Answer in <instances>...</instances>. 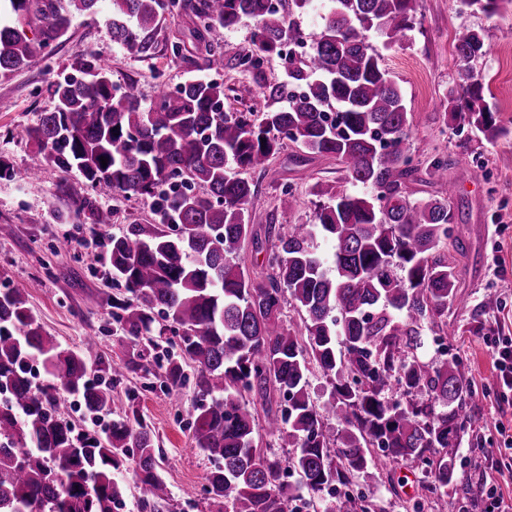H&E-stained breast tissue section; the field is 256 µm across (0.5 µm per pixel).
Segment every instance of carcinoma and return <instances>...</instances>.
I'll use <instances>...</instances> for the list:
<instances>
[{"label": "carcinoma", "instance_id": "carcinoma-1", "mask_svg": "<svg viewBox=\"0 0 512 512\" xmlns=\"http://www.w3.org/2000/svg\"><path fill=\"white\" fill-rule=\"evenodd\" d=\"M99 2L0 0V78L48 58L74 19ZM174 2L112 0L113 39L148 51L160 10ZM181 2L198 20L206 68L217 75L224 71L218 37L245 21L254 25V49L237 59L246 71L286 44L309 40L312 51L290 58V84L268 88L269 98L288 105L264 112L224 109V85L195 77L173 91L160 86L144 107L135 83L118 92L109 69L91 61L77 65L80 77L51 85L56 105L28 137L61 169L78 170L96 194L152 199L155 218L126 225L109 243L112 275L127 293L112 304L134 349L125 361L104 359L96 336L75 351L45 335L27 307L36 283L0 292V388L10 391L0 402V512H112L125 494L112 470L130 459L139 506H153L163 480L151 434L134 403L116 411L112 401V386L149 356L169 390L185 384V367L193 369L192 442L213 463L203 491L217 512H301L299 503L309 501L281 480L285 471L322 500L371 463L408 459L424 468L423 489L438 512H463L465 497H448V484L462 437L477 422L468 405L479 393L460 358L429 365L410 354L426 324L441 339L455 335L451 252L463 251L451 234L455 213L446 198L406 195L420 172L427 183L442 180L448 157L423 170L411 164L404 94L370 42L376 33L387 46L402 43L418 0H325L311 36L293 15L314 0H290L287 10L268 0ZM461 2L487 17L512 10V0ZM485 40L468 27L455 33L448 105L453 119L493 140L507 129L471 67ZM287 141L302 149L295 163L333 159L363 191L315 185L313 222L286 233L267 225L276 243L266 249L249 212L256 185L240 172H266ZM75 204L92 223H111V213L89 199ZM248 244L268 254L266 270L254 276L241 264ZM287 295L301 314L296 329L281 319ZM38 360L52 381L35 390L29 369ZM315 369L332 385L321 406L308 393ZM251 394L263 401L266 433L294 449L288 459L259 448L244 401ZM75 402L112 422L100 433L78 431L59 413ZM333 419L345 426L338 437ZM344 504L346 512H376L363 495Z\"/></svg>", "mask_w": 512, "mask_h": 512}]
</instances>
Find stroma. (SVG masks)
<instances>
[{
	"instance_id": "stroma-1",
	"label": "stroma",
	"mask_w": 512,
	"mask_h": 512,
	"mask_svg": "<svg viewBox=\"0 0 512 512\" xmlns=\"http://www.w3.org/2000/svg\"><path fill=\"white\" fill-rule=\"evenodd\" d=\"M111 9L110 0H102L96 13L74 20L67 39L51 57L0 80V158L14 172L13 177L0 179V290L40 280L28 308L45 332L73 350L84 337L99 336L103 356L118 362L129 355L131 346L112 318V300L123 291L107 269L101 243L131 222L150 221L151 202L137 196L113 200L94 195L78 171H62L52 159L40 157L27 130L41 113L53 109L50 84L74 75L80 61L107 65L116 84L136 82L146 104L158 85L173 89L189 77L205 76L206 70L205 51L191 36V12L162 13L150 49L136 53L113 40L106 22ZM461 26L488 30L486 54L474 68L502 122L512 121V14L490 18L466 9L459 0H420L415 25L402 45L384 47L376 35L371 42L403 89L412 115L414 162L422 165L439 154L448 157L447 180L415 181L407 193L413 200L448 198L456 213L455 233L464 242L457 261L458 297L448 307V320L458 334L449 341L448 352L462 359L480 392L471 409L481 425L464 435L456 454L455 481L448 490H469L477 501L475 512H485L489 487L512 502V453L504 450L498 432L502 426L512 428V404L494 398L493 359L484 344L489 336H512V133L490 142L446 116V95L457 72L452 40ZM252 32V22L246 21L220 40L226 62L220 77L224 106L238 112L264 110L268 101L261 86L288 80V62L282 55L267 56L254 73L234 68L235 59L251 53ZM176 42L186 46L183 57L172 54ZM36 164L41 167L39 178L24 179V171ZM476 166L486 169L487 180L472 181L469 172ZM252 178L259 184L252 219L261 230L268 224L284 229L309 222L316 202L311 186L343 181L344 174L334 160L316 158L300 166L284 152L266 173H253ZM286 183L298 199L290 214L282 212L277 201ZM76 194L113 210L111 223H90L87 212L72 205ZM161 381V372L154 367L146 374H129L112 388L119 407L126 405L128 392L137 393L135 406L160 450L165 492L153 512H217L201 493L212 464L191 440L193 387L188 384L167 394L160 389ZM489 448L494 451L490 457L485 454ZM423 478L417 464L400 461L369 467L356 485L380 512H435L432 499L421 494Z\"/></svg>"
}]
</instances>
